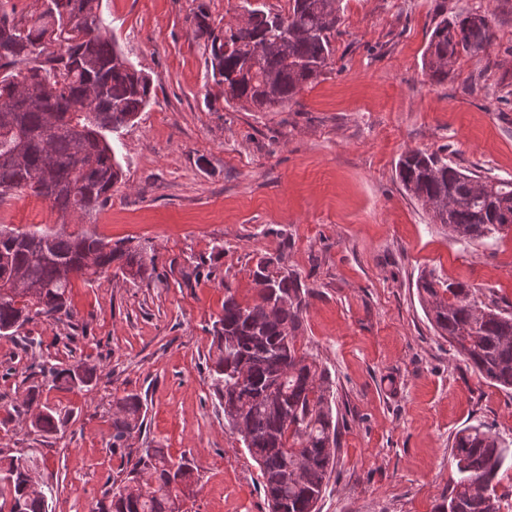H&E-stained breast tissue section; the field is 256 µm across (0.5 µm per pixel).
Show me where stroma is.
<instances>
[{
  "mask_svg": "<svg viewBox=\"0 0 512 512\" xmlns=\"http://www.w3.org/2000/svg\"><path fill=\"white\" fill-rule=\"evenodd\" d=\"M244 0H99L117 48L155 95L113 146L123 180L88 229L147 247L145 281H72L76 324L40 317L24 353L0 338V449H38L52 512H93L128 450L112 445L118 398L147 413L133 446L166 448L198 470L183 512H269L259 465L224 423L209 366L224 288L254 301L262 256L285 255L307 288L298 345L329 371L339 448L319 512H434L457 477L453 442L477 426L512 441V390L488 384L439 337L416 283L432 271L512 312V231L453 240L404 190L409 150L447 149L479 176L512 179V0H342L332 65L275 112L225 102L196 14L212 28ZM488 15L491 44L430 81L423 54L439 10ZM76 231L27 193L0 202V225ZM84 360L82 389H48L40 365ZM49 401L58 435L11 407Z\"/></svg>",
  "mask_w": 512,
  "mask_h": 512,
  "instance_id": "1",
  "label": "stroma"
}]
</instances>
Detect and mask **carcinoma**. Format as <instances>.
Instances as JSON below:
<instances>
[{
	"mask_svg": "<svg viewBox=\"0 0 512 512\" xmlns=\"http://www.w3.org/2000/svg\"><path fill=\"white\" fill-rule=\"evenodd\" d=\"M45 10L17 15L0 0V202L16 193L49 201L61 216L91 220L122 181L111 135L150 104V79L116 49L98 0H49ZM246 24L215 31L194 17L206 37L212 76L225 100L275 112L314 82L332 62L331 38L341 20L340 0H289L286 13L244 7ZM424 53L437 82L462 55L483 51L494 37L477 12H441ZM410 197L431 208L457 242L492 239L512 230V179L485 182L448 163L442 152L410 151L397 164ZM146 249L111 243L88 231L0 230V337H15L31 316L73 320L72 277L94 282L109 275L150 276ZM254 303L224 284V308L212 324L209 372L224 408L225 425L258 463L269 507L317 512L336 468L339 447L326 368L297 347L308 290L286 257L258 258ZM434 329L492 386L512 389V312L476 301L469 285L430 271L417 282ZM53 388H83L94 368L82 361L47 362ZM144 404L136 394L117 402L112 447L128 448L142 432ZM42 436L60 431L61 411L43 403L23 419ZM512 442L470 427L457 433L458 478L435 512H501L494 481ZM34 451L0 450V512H48V494L28 491ZM196 467L172 462L162 448H139L124 478L112 481L108 502L95 512H175L182 486L195 487Z\"/></svg>",
	"mask_w": 512,
	"mask_h": 512,
	"instance_id": "carcinoma-1",
	"label": "carcinoma"
}]
</instances>
